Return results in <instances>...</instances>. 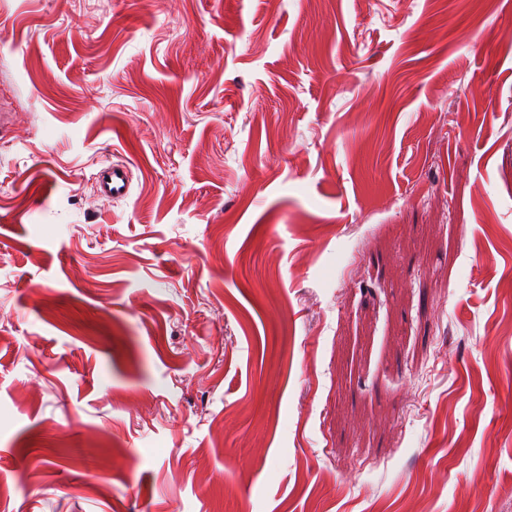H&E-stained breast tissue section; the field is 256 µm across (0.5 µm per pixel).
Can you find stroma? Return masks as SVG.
<instances>
[{
	"instance_id": "stroma-1",
	"label": "stroma",
	"mask_w": 512,
	"mask_h": 512,
	"mask_svg": "<svg viewBox=\"0 0 512 512\" xmlns=\"http://www.w3.org/2000/svg\"><path fill=\"white\" fill-rule=\"evenodd\" d=\"M0 450V512H512V0H0ZM95 187L99 196L109 200L127 197L130 189L128 167L124 164L110 163L103 169Z\"/></svg>"
}]
</instances>
